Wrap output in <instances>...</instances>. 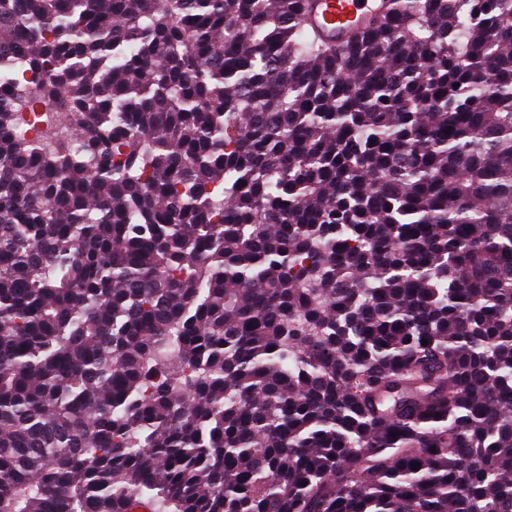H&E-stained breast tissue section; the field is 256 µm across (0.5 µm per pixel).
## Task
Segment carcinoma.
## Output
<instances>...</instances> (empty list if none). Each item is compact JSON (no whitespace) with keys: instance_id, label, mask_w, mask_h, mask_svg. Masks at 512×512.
Instances as JSON below:
<instances>
[{"instance_id":"obj_1","label":"carcinoma","mask_w":512,"mask_h":512,"mask_svg":"<svg viewBox=\"0 0 512 512\" xmlns=\"http://www.w3.org/2000/svg\"><path fill=\"white\" fill-rule=\"evenodd\" d=\"M301 11L0 0V512H512V0ZM303 25L321 38L347 44L370 19L382 12L386 0H306Z\"/></svg>"}]
</instances>
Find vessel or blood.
Segmentation results:
<instances>
[{
  "mask_svg": "<svg viewBox=\"0 0 512 512\" xmlns=\"http://www.w3.org/2000/svg\"><path fill=\"white\" fill-rule=\"evenodd\" d=\"M384 6L385 0H308L303 24L325 40L346 44L359 35Z\"/></svg>",
  "mask_w": 512,
  "mask_h": 512,
  "instance_id": "b4317fda",
  "label": "vessel or blood"
}]
</instances>
